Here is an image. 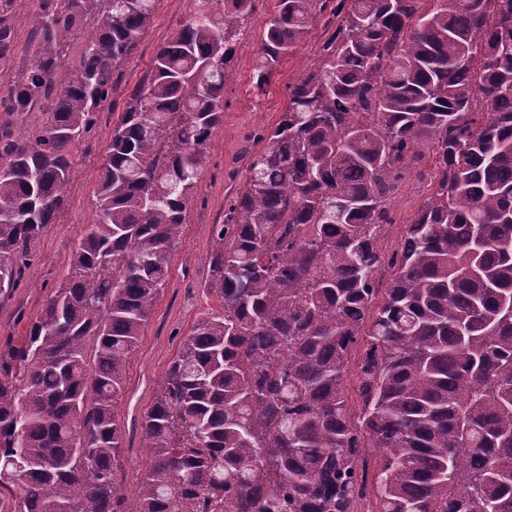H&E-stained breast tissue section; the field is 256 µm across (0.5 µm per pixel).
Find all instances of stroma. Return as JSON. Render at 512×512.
<instances>
[{
	"label": "stroma",
	"instance_id": "stroma-1",
	"mask_svg": "<svg viewBox=\"0 0 512 512\" xmlns=\"http://www.w3.org/2000/svg\"><path fill=\"white\" fill-rule=\"evenodd\" d=\"M256 5L224 82V123L210 139L209 162L187 211L182 245L170 260L166 284L126 362L125 391L117 404L126 434L116 477L130 496L149 463V452L142 446L141 419L153 404L181 341L198 320L218 306L201 286L213 246L212 227L223 222L226 204L244 186L252 155L262 150L265 136L284 112L289 82L301 69L311 66L318 46L329 35L323 21L314 22L303 42L283 58L269 83L256 88L255 59L265 24L275 14L278 0H257ZM194 10L195 0H156L152 23L125 63L110 102L97 112L90 137L74 150L76 164L68 188V207L36 243L19 288L0 293V349L23 344L30 322L64 280L87 225L96 220L94 190L115 121L135 84L149 76L157 50ZM425 196L416 172H409L398 184L392 198L395 222L387 227L381 241L385 252L397 248L406 224Z\"/></svg>",
	"mask_w": 512,
	"mask_h": 512
}]
</instances>
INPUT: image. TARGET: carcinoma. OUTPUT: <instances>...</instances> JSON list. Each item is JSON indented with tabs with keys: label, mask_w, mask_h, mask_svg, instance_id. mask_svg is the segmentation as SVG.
I'll return each instance as SVG.
<instances>
[{
	"label": "carcinoma",
	"mask_w": 512,
	"mask_h": 512,
	"mask_svg": "<svg viewBox=\"0 0 512 512\" xmlns=\"http://www.w3.org/2000/svg\"><path fill=\"white\" fill-rule=\"evenodd\" d=\"M154 2L0 0V70L24 60L0 93V293L65 210L73 148ZM255 2L197 0L118 116L98 218L23 345L0 352V496L15 512H356L369 495L376 512H512V0H278L257 88L318 17L335 30L212 227L203 288L219 309L142 418L150 460L127 509V358ZM29 112L44 118L17 130ZM424 143L429 194L388 254L391 196Z\"/></svg>",
	"instance_id": "1"
}]
</instances>
